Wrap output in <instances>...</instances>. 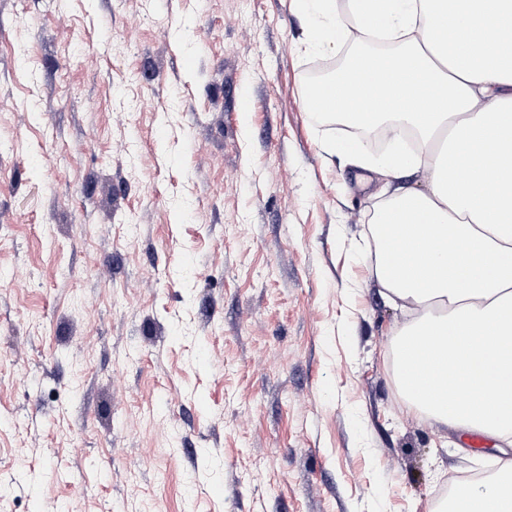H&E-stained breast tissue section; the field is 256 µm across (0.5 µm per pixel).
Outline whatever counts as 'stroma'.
Returning <instances> with one entry per match:
<instances>
[{
  "instance_id": "1",
  "label": "stroma",
  "mask_w": 512,
  "mask_h": 512,
  "mask_svg": "<svg viewBox=\"0 0 512 512\" xmlns=\"http://www.w3.org/2000/svg\"><path fill=\"white\" fill-rule=\"evenodd\" d=\"M290 0H0V512H426L385 176L322 145Z\"/></svg>"
}]
</instances>
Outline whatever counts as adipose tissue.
<instances>
[{
	"mask_svg": "<svg viewBox=\"0 0 512 512\" xmlns=\"http://www.w3.org/2000/svg\"><path fill=\"white\" fill-rule=\"evenodd\" d=\"M306 44L333 56L349 40L388 45L313 88L311 112L388 129L390 149L328 142L330 157L384 174L371 274L407 318L393 333L394 381L435 427L512 438V0H291ZM356 90L379 93L362 109ZM423 189L407 186L409 178ZM445 374L423 388L420 368ZM428 512H512V461L457 482Z\"/></svg>",
	"mask_w": 512,
	"mask_h": 512,
	"instance_id": "obj_1",
	"label": "adipose tissue"
}]
</instances>
